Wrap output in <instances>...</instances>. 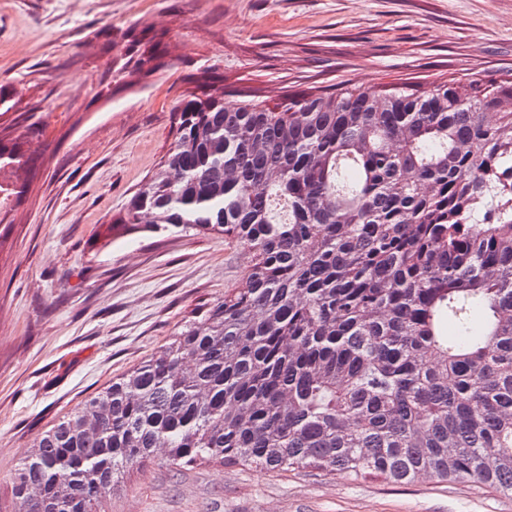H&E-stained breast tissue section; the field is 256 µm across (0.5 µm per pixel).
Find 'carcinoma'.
I'll use <instances>...</instances> for the list:
<instances>
[{"instance_id": "1", "label": "carcinoma", "mask_w": 512, "mask_h": 512, "mask_svg": "<svg viewBox=\"0 0 512 512\" xmlns=\"http://www.w3.org/2000/svg\"><path fill=\"white\" fill-rule=\"evenodd\" d=\"M200 92L112 220L224 236V299L41 433L17 512H99L126 471L344 469L512 496V81L342 88L270 107ZM30 164L0 148V207ZM487 312L470 334L472 308Z\"/></svg>"}]
</instances>
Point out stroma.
<instances>
[{
    "mask_svg": "<svg viewBox=\"0 0 512 512\" xmlns=\"http://www.w3.org/2000/svg\"><path fill=\"white\" fill-rule=\"evenodd\" d=\"M158 66L135 71L138 39ZM276 105L346 86L512 78V0H0V145L35 165L0 221V512L35 439L241 277L220 235L112 222L194 76ZM101 512H512L474 481L155 460Z\"/></svg>",
    "mask_w": 512,
    "mask_h": 512,
    "instance_id": "1",
    "label": "stroma"
}]
</instances>
